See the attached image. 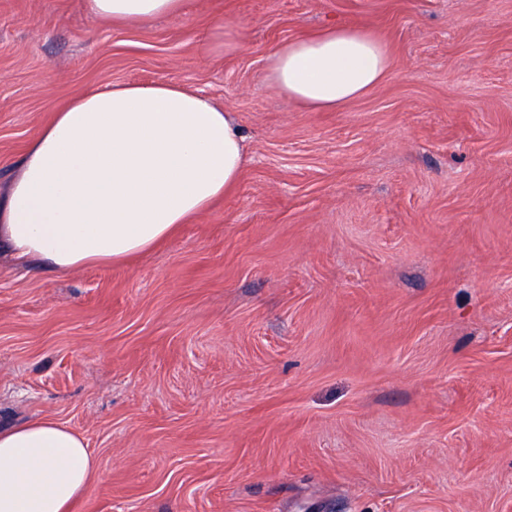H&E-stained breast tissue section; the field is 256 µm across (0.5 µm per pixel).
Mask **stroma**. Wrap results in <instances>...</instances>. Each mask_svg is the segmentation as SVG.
<instances>
[{
    "label": "stroma",
    "instance_id": "obj_1",
    "mask_svg": "<svg viewBox=\"0 0 512 512\" xmlns=\"http://www.w3.org/2000/svg\"><path fill=\"white\" fill-rule=\"evenodd\" d=\"M341 24L387 78L283 97L270 54ZM129 82L224 106L248 162L130 264L0 255V425L84 437L73 512H512V0H0V189L53 108ZM88 13L108 25L135 27L161 15L182 14L187 0H86Z\"/></svg>",
    "mask_w": 512,
    "mask_h": 512
}]
</instances>
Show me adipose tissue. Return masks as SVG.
Segmentation results:
<instances>
[{"instance_id": "1", "label": "adipose tissue", "mask_w": 512, "mask_h": 512, "mask_svg": "<svg viewBox=\"0 0 512 512\" xmlns=\"http://www.w3.org/2000/svg\"><path fill=\"white\" fill-rule=\"evenodd\" d=\"M108 25L181 14L187 0H86ZM386 47L330 27L280 44L269 77L279 93L333 110L380 84ZM223 107L182 86L115 83L56 108L21 151L0 195V247L57 274L124 265L231 192L247 161ZM96 466L83 437L49 417L0 427V512H71Z\"/></svg>"}]
</instances>
